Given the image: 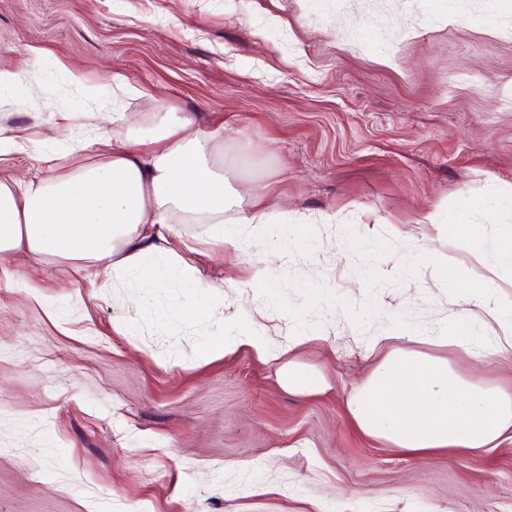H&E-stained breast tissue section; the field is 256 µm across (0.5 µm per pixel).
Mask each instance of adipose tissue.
Segmentation results:
<instances>
[{
    "label": "adipose tissue",
    "mask_w": 512,
    "mask_h": 512,
    "mask_svg": "<svg viewBox=\"0 0 512 512\" xmlns=\"http://www.w3.org/2000/svg\"><path fill=\"white\" fill-rule=\"evenodd\" d=\"M162 143L142 153L113 144L98 164L54 177L61 158L43 152L41 178L0 182V254L23 251L96 262L120 275L151 270L166 251L162 229L174 211L220 224L230 208L223 161L206 146L221 130H198L193 118L160 112ZM360 429L412 454L484 448L512 429V395L461 377L446 361L391 353L348 404Z\"/></svg>",
    "instance_id": "ef3b65f1"
}]
</instances>
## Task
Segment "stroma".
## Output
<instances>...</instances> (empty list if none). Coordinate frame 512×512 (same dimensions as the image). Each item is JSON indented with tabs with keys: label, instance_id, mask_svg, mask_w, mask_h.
<instances>
[{
	"label": "stroma",
	"instance_id": "stroma-1",
	"mask_svg": "<svg viewBox=\"0 0 512 512\" xmlns=\"http://www.w3.org/2000/svg\"><path fill=\"white\" fill-rule=\"evenodd\" d=\"M0 70L24 76L0 128L25 141L0 180L92 104L64 172L163 108L223 128L237 169L223 243L180 211L166 234L202 287L0 259V512H512V431L412 455L348 411L393 348L512 394L497 324L457 320L477 283L512 309V0H0ZM258 192L267 223H236ZM248 323L271 355L197 358ZM288 386L302 391H316L321 387L319 380L300 367L288 365V372L285 375Z\"/></svg>",
	"mask_w": 512,
	"mask_h": 512
}]
</instances>
